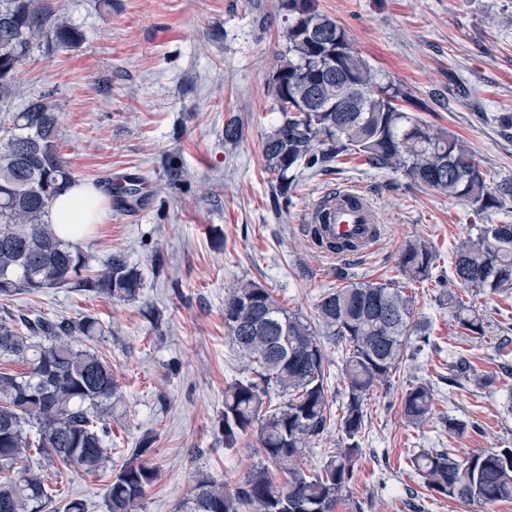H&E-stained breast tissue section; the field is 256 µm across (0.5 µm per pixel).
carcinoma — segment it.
I'll return each instance as SVG.
<instances>
[{
	"label": "carcinoma",
	"instance_id": "carcinoma-1",
	"mask_svg": "<svg viewBox=\"0 0 512 512\" xmlns=\"http://www.w3.org/2000/svg\"><path fill=\"white\" fill-rule=\"evenodd\" d=\"M282 7L285 51L276 54L269 78L281 119L262 142L281 198L290 200L293 170L324 169L358 154L366 164L401 172L478 215L512 203V178L490 184L462 141L430 131L403 111L397 104L403 90L382 82L345 29L316 10L313 0H282ZM84 39L45 0H0V301L51 288H87L123 302L140 294L137 266L114 254L91 279L80 243L60 238L51 223L54 200L75 181L58 150L59 109L52 94L15 105L19 68L35 48L69 50ZM474 230L452 251L453 280L488 296L512 293V224H477ZM311 242L319 250L355 248L347 240L325 239L317 228ZM436 260L430 241L414 239L401 249L398 264L410 280L424 281ZM448 308L464 335H485L483 315L451 291ZM224 328L248 371L224 388V448L254 434L262 462L232 488L198 474L177 512H336L352 478L365 400L390 382L411 337L419 343L426 338L414 297L392 282L350 281L321 295L312 324L279 305L262 285L243 281L224 297ZM103 335L102 324L88 315L50 319L33 313L0 321V359L26 367L23 373L0 371V473L9 474L0 480V512H85L78 499L53 507L43 461L95 474L111 460L110 419L121 394L112 367L87 345ZM323 336L342 347L346 401L338 431L350 443L308 471L304 455L330 416ZM448 369L451 381H486L462 360ZM433 401L432 388L416 382L402 396L404 418L422 426ZM153 442L143 437L112 477L107 512H142L146 489L159 479L147 460ZM411 465L434 493L484 504L512 501V448L460 460L424 450Z\"/></svg>",
	"mask_w": 512,
	"mask_h": 512
}]
</instances>
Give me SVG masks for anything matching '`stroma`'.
<instances>
[{
	"mask_svg": "<svg viewBox=\"0 0 512 512\" xmlns=\"http://www.w3.org/2000/svg\"><path fill=\"white\" fill-rule=\"evenodd\" d=\"M85 34L79 47L34 51L20 68L22 98L53 92L59 151L77 184L107 198L82 238L91 269L120 253L143 273L141 296L120 302L77 288L14 296L18 315L98 318L109 332L96 348L123 393L112 415V461L87 474L53 469L57 499L83 500L105 512L113 474L143 434L161 477L143 512H175L196 474L234 483L260 462L255 437L224 448V388L244 375L224 332V296L252 280L276 301L314 320L322 293L353 279L395 282L416 295L430 343L404 357L389 387L366 401L349 492L336 512H512V502L482 505L430 492L409 464L424 449L455 457L512 448V294H465L489 328L461 335L444 303L452 249L481 218L465 203L416 185L402 174L348 155L323 170L297 169L292 201L274 203L262 141L279 114L269 85L282 50V0H50ZM346 31L381 77L400 84L406 105L435 132L462 140L494 180L512 178V0H315ZM239 141L224 139L231 120ZM139 178L136 204L111 196L112 179ZM339 185L362 187L380 216L369 255L325 257L302 224L309 203ZM438 249L431 280L410 282L397 256L406 241ZM161 315L153 326L145 307ZM467 359L491 384L449 386L448 364ZM433 387L430 420L416 428L402 416L407 388ZM470 422L459 434L447 418Z\"/></svg>",
	"mask_w": 512,
	"mask_h": 512,
	"instance_id": "1",
	"label": "stroma"
}]
</instances>
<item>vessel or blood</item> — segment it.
Masks as SVG:
<instances>
[{"instance_id":"b4317fda","label":"vessel or blood","mask_w":512,"mask_h":512,"mask_svg":"<svg viewBox=\"0 0 512 512\" xmlns=\"http://www.w3.org/2000/svg\"><path fill=\"white\" fill-rule=\"evenodd\" d=\"M332 195L333 203H326L319 197L310 204L306 212L307 223H315L317 213L327 210L326 222L321 225L323 237L355 241L361 256L373 252L378 238L372 226L379 223L380 217L369 196L353 186L337 188Z\"/></svg>"}]
</instances>
